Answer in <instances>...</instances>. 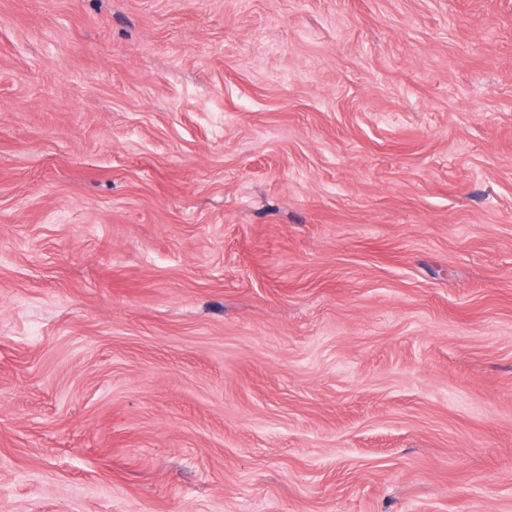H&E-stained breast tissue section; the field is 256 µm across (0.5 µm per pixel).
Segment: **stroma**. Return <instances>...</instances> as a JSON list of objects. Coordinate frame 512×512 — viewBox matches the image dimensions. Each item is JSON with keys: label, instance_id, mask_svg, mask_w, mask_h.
Segmentation results:
<instances>
[{"label": "stroma", "instance_id": "35a3bbf8", "mask_svg": "<svg viewBox=\"0 0 512 512\" xmlns=\"http://www.w3.org/2000/svg\"><path fill=\"white\" fill-rule=\"evenodd\" d=\"M0 512H512V0H0Z\"/></svg>", "mask_w": 512, "mask_h": 512}]
</instances>
